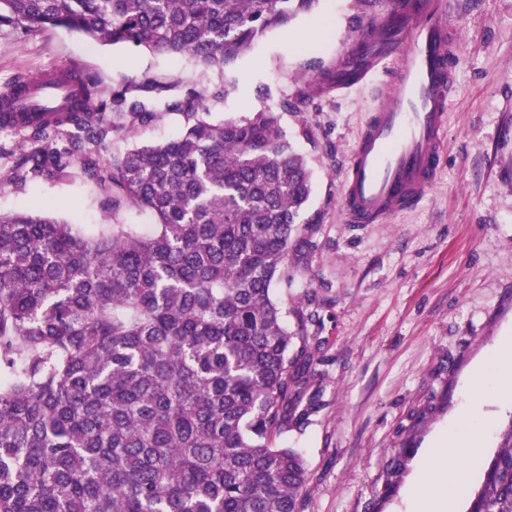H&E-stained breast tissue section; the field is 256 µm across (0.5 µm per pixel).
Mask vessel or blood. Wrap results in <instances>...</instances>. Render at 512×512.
<instances>
[{
    "label": "vessel or blood",
    "mask_w": 512,
    "mask_h": 512,
    "mask_svg": "<svg viewBox=\"0 0 512 512\" xmlns=\"http://www.w3.org/2000/svg\"><path fill=\"white\" fill-rule=\"evenodd\" d=\"M447 0H391L398 23L376 20L380 36L359 67H349L355 42L336 60V87L351 89L380 73L389 79L381 102L361 129L345 174L342 205L351 224H379L416 205L432 186L448 125V99L456 45L449 36ZM65 83L57 72L42 75L33 95L0 99V110L60 108Z\"/></svg>",
    "instance_id": "vessel-or-blood-1"
}]
</instances>
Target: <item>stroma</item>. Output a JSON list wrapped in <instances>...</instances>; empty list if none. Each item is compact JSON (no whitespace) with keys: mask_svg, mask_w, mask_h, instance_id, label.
Returning a JSON list of instances; mask_svg holds the SVG:
<instances>
[{"mask_svg":"<svg viewBox=\"0 0 512 512\" xmlns=\"http://www.w3.org/2000/svg\"><path fill=\"white\" fill-rule=\"evenodd\" d=\"M450 4L457 55L443 164L417 207L382 224L347 223L341 190L385 75L330 96L314 94L307 82L314 68L332 69L360 28L383 16L388 0H318L221 73L64 29L24 34L0 27V90L18 76L66 69L107 84L123 74L158 82L140 97L160 114L132 135L114 137L115 155L178 135L185 117L164 104L201 84H234L211 106L215 123L284 99L305 100L303 111L281 113L280 126L313 173L299 226L308 245L291 256L287 279L272 290L288 326H296L297 313L311 317L301 424L274 437L305 459L302 512H407L405 491L426 440L464 408L492 422L456 494L457 512H466L499 431L512 421V398L475 402L465 390L473 365L500 337L512 336V0ZM21 208L90 228L151 221L131 207L108 211L98 187L79 176L22 190L5 186L0 212Z\"/></svg>","mask_w":512,"mask_h":512,"instance_id":"1","label":"stroma"}]
</instances>
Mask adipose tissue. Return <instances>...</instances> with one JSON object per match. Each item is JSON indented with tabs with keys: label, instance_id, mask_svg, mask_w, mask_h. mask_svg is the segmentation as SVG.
Masks as SVG:
<instances>
[{
	"label": "adipose tissue",
	"instance_id": "ef3b65f1",
	"mask_svg": "<svg viewBox=\"0 0 512 512\" xmlns=\"http://www.w3.org/2000/svg\"><path fill=\"white\" fill-rule=\"evenodd\" d=\"M470 379L475 397L486 388L512 391V340L505 338L488 359L479 362ZM482 444L481 427L464 415H457L447 432L438 436L418 462L420 480L408 488L411 512H452L453 491L468 476V463Z\"/></svg>",
	"mask_w": 512,
	"mask_h": 512
}]
</instances>
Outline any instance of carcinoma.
<instances>
[{
    "label": "carcinoma",
    "instance_id": "carcinoma-1",
    "mask_svg": "<svg viewBox=\"0 0 512 512\" xmlns=\"http://www.w3.org/2000/svg\"><path fill=\"white\" fill-rule=\"evenodd\" d=\"M317 0H0V26L62 28L93 42L188 55L203 69L249 53ZM119 76L109 94L80 73L57 149L35 148L0 184L76 167L152 224L92 232L46 215L0 213V512H300L305 461L274 435L298 422L311 367L306 326L288 330L272 286L308 244L311 170L277 110L220 123L231 84L166 104L176 137L106 157L112 135L157 117ZM468 512H512V420Z\"/></svg>",
    "mask_w": 512,
    "mask_h": 512
}]
</instances>
